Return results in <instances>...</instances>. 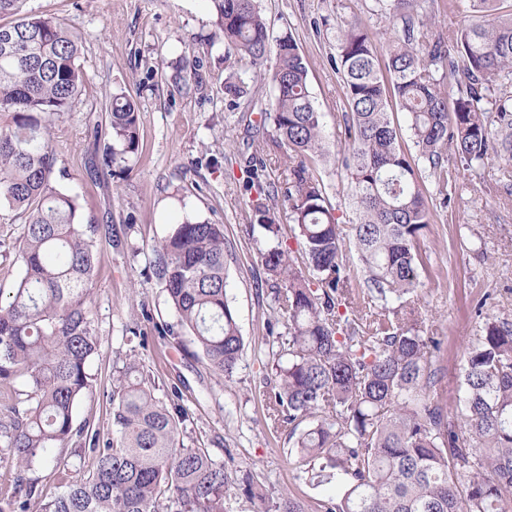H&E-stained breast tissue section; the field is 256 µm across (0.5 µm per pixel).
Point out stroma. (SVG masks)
I'll use <instances>...</instances> for the list:
<instances>
[{
	"label": "stroma",
	"mask_w": 512,
	"mask_h": 512,
	"mask_svg": "<svg viewBox=\"0 0 512 512\" xmlns=\"http://www.w3.org/2000/svg\"><path fill=\"white\" fill-rule=\"evenodd\" d=\"M372 6L373 0H259L273 35L292 33L307 60L310 90L334 151L344 148L345 112L331 66L336 24L356 13L371 32H380L384 23ZM23 10L59 19L82 37L81 94L49 125L56 180L77 197L83 223L99 227L90 302L98 346L89 366L92 392L78 404L77 422L100 439L111 437L108 396L133 357L154 378L157 397L183 408L185 446L207 450L231 473L229 512H256L260 498L284 493L306 512L338 501L342 489L335 483L298 479L288 431L272 428L267 416L268 381L288 340L261 260L268 242L250 223L253 169L264 167L270 181L282 163L255 156V140L267 133L260 109L270 86L259 83L251 106L227 109L224 83L235 69L224 61L211 0H24ZM116 94L139 109L140 147L128 163L108 168L101 156L111 142L107 108ZM458 183L448 207L421 233L426 268L414 295L424 330L440 343L452 409L466 348L487 318L512 320V163L461 168ZM186 218L224 227L226 296L244 339L229 379L187 348L155 274V246L171 224ZM23 229L11 212L0 215L5 294L22 274L13 248ZM248 484L253 494L245 493Z\"/></svg>",
	"instance_id": "35a3bbf8"
}]
</instances>
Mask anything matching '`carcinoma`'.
<instances>
[{
  "label": "carcinoma",
  "mask_w": 512,
  "mask_h": 512,
  "mask_svg": "<svg viewBox=\"0 0 512 512\" xmlns=\"http://www.w3.org/2000/svg\"><path fill=\"white\" fill-rule=\"evenodd\" d=\"M24 0H0V208L24 219L17 260L23 274L0 300V385L20 378L24 408L0 420L7 448L0 467L14 471L0 512H228L232 481L224 464L180 442L183 413L155 395L156 384L131 360L108 395L112 438L92 437L93 469L44 500L29 471L52 448L83 438L79 400L92 388L88 363L97 349L89 318L96 224L80 221L76 199L53 180L48 122L81 92V39L50 18L29 15ZM224 58L246 60L268 75L273 134L259 153H282L281 179L259 188L253 223L270 239L279 225L270 202L288 198V223L306 269L277 244L262 252L283 284L277 313L288 326V361L277 363L272 416L295 438L298 478L346 485L324 512H512V321L488 320L467 347L463 408L442 402L439 342L404 300L422 284L419 236L433 206L426 178L446 207L456 194L457 161H512V10L501 0H469L470 15L445 31L439 0H374L387 27L374 43L358 18L336 26L338 75L348 111L347 153L336 175L347 182L356 222L354 247L365 288L344 259L345 242L318 165L328 157L322 113L314 105L306 59L293 35L271 33L257 0H212ZM230 106L253 102L250 82L225 86ZM406 113L415 154L406 153L390 104ZM497 114L500 130L489 113ZM110 167L138 154L139 115L125 95L109 106ZM155 271L188 342L212 370L233 376L243 338L226 297L224 225L187 219L155 250ZM399 305L389 308L390 301ZM307 422L300 431L299 425ZM260 512H305L283 494Z\"/></svg>",
  "instance_id": "1"
}]
</instances>
